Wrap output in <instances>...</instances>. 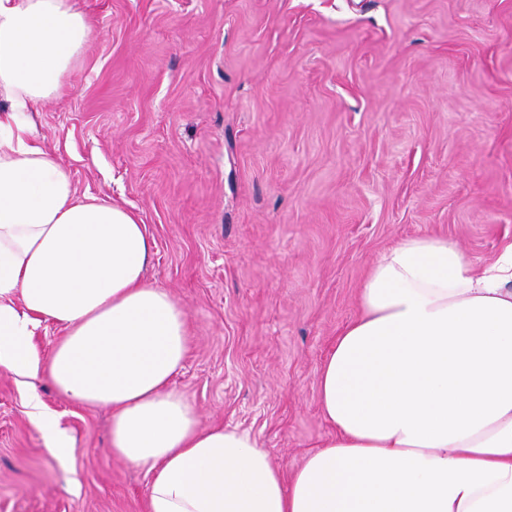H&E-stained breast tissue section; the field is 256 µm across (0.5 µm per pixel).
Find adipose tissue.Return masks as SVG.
I'll list each match as a JSON object with an SVG mask.
<instances>
[{"label":"adipose tissue","mask_w":512,"mask_h":512,"mask_svg":"<svg viewBox=\"0 0 512 512\" xmlns=\"http://www.w3.org/2000/svg\"><path fill=\"white\" fill-rule=\"evenodd\" d=\"M93 35L75 0H0V368L29 382L49 454L72 442L38 378L111 412L113 455L150 477L146 512H512V243L480 266L428 235L379 255L318 373L333 435L284 473L173 389L188 318L146 278V224L78 195L32 135ZM45 322L63 332L46 357Z\"/></svg>","instance_id":"1"}]
</instances>
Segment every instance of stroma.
Returning a JSON list of instances; mask_svg holds the SVG:
<instances>
[{"instance_id": "1", "label": "stroma", "mask_w": 512, "mask_h": 512, "mask_svg": "<svg viewBox=\"0 0 512 512\" xmlns=\"http://www.w3.org/2000/svg\"><path fill=\"white\" fill-rule=\"evenodd\" d=\"M97 29L36 133L79 193L136 211L185 309L174 387L292 471L332 434L317 375L372 262L512 242V0H80ZM0 369V512H146L111 414Z\"/></svg>"}]
</instances>
